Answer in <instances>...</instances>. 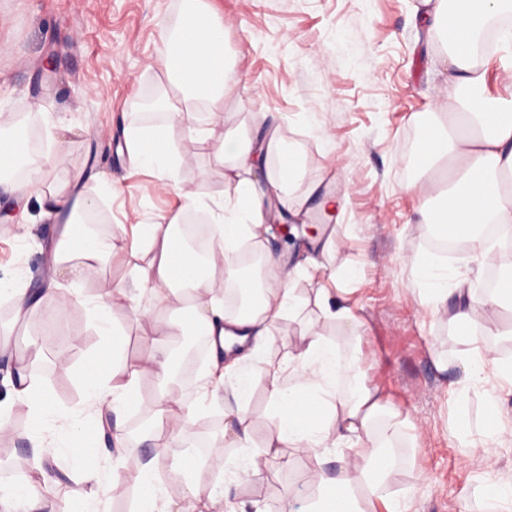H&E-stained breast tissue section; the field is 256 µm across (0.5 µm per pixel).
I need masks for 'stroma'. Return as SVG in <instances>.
<instances>
[{"instance_id": "35a3bbf8", "label": "stroma", "mask_w": 512, "mask_h": 512, "mask_svg": "<svg viewBox=\"0 0 512 512\" xmlns=\"http://www.w3.org/2000/svg\"><path fill=\"white\" fill-rule=\"evenodd\" d=\"M227 26V51L241 78L224 105L225 127L262 125L273 118L304 161L292 195L304 199L299 223H314L329 196L346 198L325 224L321 242L276 240L285 262L316 251L324 277L299 280L301 313L276 322L272 358L286 355L303 326L318 319L316 291L330 274L361 270L348 282L344 300L358 325L348 330L326 321L323 332L340 355L357 361L354 385L379 390L390 409L407 416L394 441L395 466L386 493L406 512H485L488 483H512V440L478 429L489 387L461 388L464 347L448 317L426 313L418 299V260L430 254L432 232L419 222L421 201L413 187L423 181L418 133L441 111L445 71L438 37L416 24L418 0H206ZM183 0H0V109L33 128L39 153L49 155V184L78 185L97 208L100 230L149 223L182 205L174 189L156 190L154 176L118 152L127 131L162 123L164 111L145 106L164 76L159 50L177 25ZM187 155L178 172L207 200L224 190V160L209 140L182 136ZM0 276L31 291L43 288L51 269L44 249L57 226L36 195L0 187ZM46 307L26 321L0 301V377L26 371L48 379L55 404L82 411L81 365L99 357L105 341L87 306L71 307L50 327ZM448 360L438 371L434 356ZM255 388L246 408L253 444L264 448L272 411L264 365H251ZM349 381L338 384L349 389ZM229 405L216 392L193 424L184 455L224 484L225 466L239 449L220 444ZM34 455L29 422L12 421L0 433V488L20 483L39 490L55 512H71L70 491L87 474L60 434ZM26 458L17 469L16 458ZM314 458L251 474L239 488L253 512H276L280 502L297 506L318 498L309 480Z\"/></svg>"}]
</instances>
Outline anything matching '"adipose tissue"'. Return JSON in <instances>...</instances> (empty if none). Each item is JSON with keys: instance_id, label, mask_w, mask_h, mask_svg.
<instances>
[{"instance_id": "adipose-tissue-1", "label": "adipose tissue", "mask_w": 512, "mask_h": 512, "mask_svg": "<svg viewBox=\"0 0 512 512\" xmlns=\"http://www.w3.org/2000/svg\"><path fill=\"white\" fill-rule=\"evenodd\" d=\"M192 0L178 32L168 37L159 56V66L169 88L180 93L187 108H170L165 122L128 131L125 149L131 161L156 172L160 188H167L185 161L175 146L177 137L197 133L215 142L224 158V193L213 204L201 202L199 194L183 186V205L176 215L149 224L137 223L130 231L103 240L89 239L85 222L94 202L74 192L69 183L43 189L47 162L32 153L25 137L0 132V184L10 182L18 167H25V189L45 190L46 201L60 227L53 252L55 272L72 281L98 283L97 294L87 306L107 342L108 366L91 359L81 368L79 380L84 403L97 419L86 430L75 414L54 406L48 381L37 375L19 376L12 383L11 406H0V432L10 421L12 406L24 407L30 419L35 447H42L48 431L67 433L65 447L84 450L111 437L117 456L129 452L125 431L113 430L112 417L130 409L140 391L141 372H151L162 391L157 398L154 424L146 439L163 443L165 450L147 463L120 475L96 477L97 490L119 494L138 493L135 512H188L166 499L160 483L162 472L185 476L190 495H197L208 479L201 468L174 453L175 444L187 441L197 406L179 393L173 352L165 348L168 336H185L200 328L209 338L211 368L207 384L228 387L227 399L237 411L230 431L224 434L228 448L245 449L238 465L241 474L259 471L274 461L299 454L320 457L322 450L349 446L352 458L344 460L336 476L315 467L309 476L319 497L303 512H364L361 497L382 500L387 512H401L384 494V485L395 464L393 438L398 423L388 424L379 438L368 434L373 419L386 412L377 391L364 388L343 395L336 388L340 379L355 375V366L344 361L336 345L316 324H309L292 343L285 361H271L272 329L284 316L302 305L296 290L299 279L315 267L313 257L287 264L273 251L262 256L263 275L251 287L248 302L236 313H224V288L238 278L234 265L246 246H260L268 233L271 212L288 208L289 194L298 181L302 165L294 147L284 141L278 128L267 127L263 136L244 129L227 130L219 120L223 101L232 82L238 81L226 52V30ZM427 7L422 21L429 30L441 32L446 42L443 64L448 71L444 97L456 117V132L448 134L430 127L420 143L422 155L432 163L448 160L453 176L435 207L424 220L436 236L462 240L474 256L491 246L501 250L499 288L488 297L476 298L459 270L420 259L417 266L421 303L432 315L454 308V325L469 362L463 384L480 381L486 371L512 383V370L505 368L492 349L478 340L483 314L512 306V99L486 96V73L478 64L476 47L492 20L512 17V0H423ZM204 102L207 119L190 110L191 102ZM277 155L279 165L269 169L267 160ZM264 174L268 189L257 186ZM205 216L210 227L207 258L189 247L180 226L186 214ZM497 227L496 238L484 237L485 225ZM117 267V277L102 276L103 265ZM456 304H449V296ZM133 302L125 324L112 312L116 298ZM177 304L182 320L159 319L155 311ZM150 337L151 347L140 366H131L126 355L128 330ZM264 363L268 396L276 425L263 452L250 450L252 424L245 414L253 388L250 360Z\"/></svg>"}]
</instances>
